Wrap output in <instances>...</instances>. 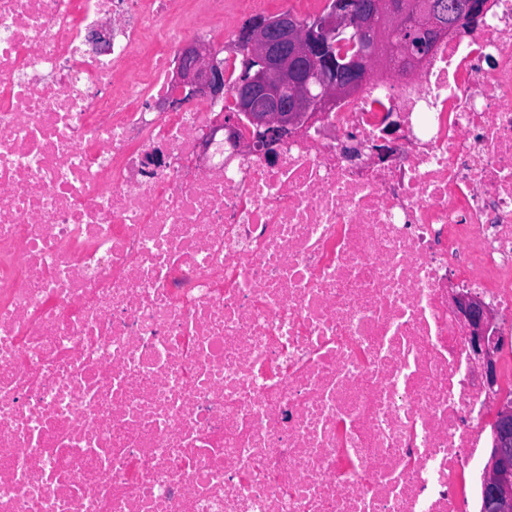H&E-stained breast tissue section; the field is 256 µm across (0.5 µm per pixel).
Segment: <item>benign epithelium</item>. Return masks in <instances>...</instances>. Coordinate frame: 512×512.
I'll return each mask as SVG.
<instances>
[{
  "instance_id": "obj_1",
  "label": "benign epithelium",
  "mask_w": 512,
  "mask_h": 512,
  "mask_svg": "<svg viewBox=\"0 0 512 512\" xmlns=\"http://www.w3.org/2000/svg\"><path fill=\"white\" fill-rule=\"evenodd\" d=\"M462 15L477 23L487 10V0H459ZM424 7L427 0H331L330 9L307 24L282 14L275 19L246 20L239 30L245 51L242 73L235 89L236 111L223 119L202 138L207 154L216 133L242 149L269 150L268 159L276 160L272 147L288 137L300 125L313 122L336 98L352 93L360 84L365 63L383 59L385 42L394 27H404V14ZM351 28L366 33L363 48L353 59L351 70L336 69L332 57V38ZM446 32L444 25L431 21L429 38L416 30L401 37L402 67L419 64L426 56L431 39ZM170 92L165 108L183 109L200 100L224 99V59L200 41L182 45L178 64L170 77ZM246 116L255 128L247 140L240 138V116ZM453 306L468 323L473 350L482 364L485 379L496 380L494 351L486 344L485 330L493 319L491 310L478 298L459 294ZM495 448L485 465V491L490 512H512V404L497 408L494 420Z\"/></svg>"
}]
</instances>
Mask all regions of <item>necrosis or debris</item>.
Returning a JSON list of instances; mask_svg holds the SVG:
<instances>
[{"instance_id": "obj_1", "label": "necrosis or debris", "mask_w": 512, "mask_h": 512, "mask_svg": "<svg viewBox=\"0 0 512 512\" xmlns=\"http://www.w3.org/2000/svg\"><path fill=\"white\" fill-rule=\"evenodd\" d=\"M240 0H0V512H469L512 359V0L261 150L166 112ZM110 21L105 52L87 30ZM453 306L468 323L473 350L482 364L485 379L494 382L497 374L495 354L486 344V336H484L489 322L493 319V313L478 298L466 294L455 296Z\"/></svg>"}]
</instances>
